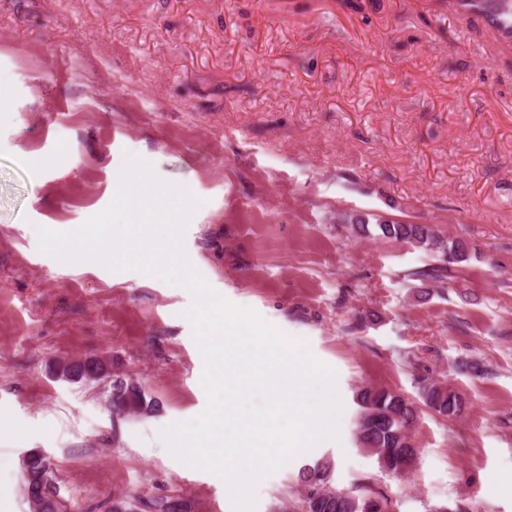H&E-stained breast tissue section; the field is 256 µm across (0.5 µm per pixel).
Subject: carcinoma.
Listing matches in <instances>:
<instances>
[{"mask_svg": "<svg viewBox=\"0 0 512 512\" xmlns=\"http://www.w3.org/2000/svg\"><path fill=\"white\" fill-rule=\"evenodd\" d=\"M351 231L359 237L379 238L411 244L433 255L448 256V260L414 272L417 280L442 284L448 279V265L469 259L467 245L460 240H447L429 224L378 223L368 225L361 217L350 219ZM56 375L65 381L98 382L110 379L109 394L112 409L130 416L154 410L142 389L112 371V364L90 358L57 365ZM420 400L434 412L454 418L461 415L466 404L462 395L447 385L433 380L419 388ZM360 408L358 439L360 445L376 456L379 467L397 474L411 467L416 448L410 442L409 429L416 418L415 405L405 396L391 390L363 386L356 391ZM332 465L324 459L303 467L298 475V504L289 509L299 512H389L390 499L380 491L363 485L355 491H340L332 486ZM48 474L47 459L32 451L23 460L26 493L35 507L34 512H60L54 492H46L44 476Z\"/></svg>", "mask_w": 512, "mask_h": 512, "instance_id": "carcinoma-1", "label": "carcinoma"}]
</instances>
